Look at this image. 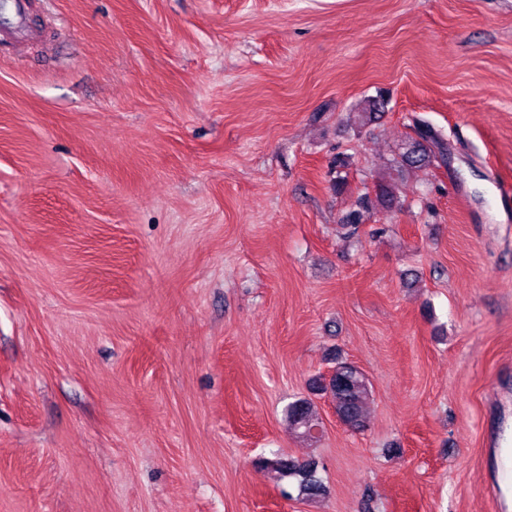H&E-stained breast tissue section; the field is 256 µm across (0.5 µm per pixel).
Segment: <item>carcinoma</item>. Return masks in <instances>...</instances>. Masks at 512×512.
<instances>
[{"label": "carcinoma", "mask_w": 512, "mask_h": 512, "mask_svg": "<svg viewBox=\"0 0 512 512\" xmlns=\"http://www.w3.org/2000/svg\"><path fill=\"white\" fill-rule=\"evenodd\" d=\"M386 103L372 100L357 112L355 124L369 125L380 118ZM416 138L409 140L399 152L401 169H420L437 162L438 155L447 151L446 142L429 125L417 124ZM376 202L391 207L397 202L393 178L381 181L376 193ZM372 202L367 197L357 201V209L350 212L341 227L347 237L355 234L362 224L363 212L370 209ZM311 390L316 395L328 399L343 424L353 430L366 427L365 405L371 395V384L366 374L351 362L335 358L333 370L328 377L313 380ZM286 417L298 437L312 440L311 431L321 426V418L316 405L310 399H298L288 405ZM261 469L268 475L281 481L285 478L295 480L299 494L308 501H314L325 494V486L318 472V463L314 459L274 457L261 461Z\"/></svg>", "instance_id": "obj_1"}]
</instances>
